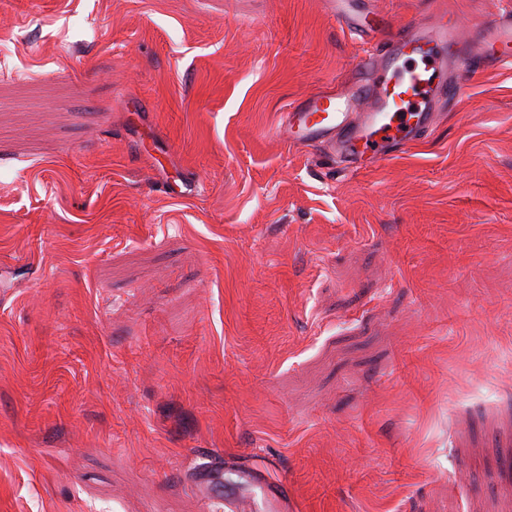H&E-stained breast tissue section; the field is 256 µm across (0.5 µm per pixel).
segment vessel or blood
Wrapping results in <instances>:
<instances>
[{
  "label": "vessel or blood",
  "mask_w": 512,
  "mask_h": 512,
  "mask_svg": "<svg viewBox=\"0 0 512 512\" xmlns=\"http://www.w3.org/2000/svg\"><path fill=\"white\" fill-rule=\"evenodd\" d=\"M342 28L372 44L380 66L361 60L365 93H337L326 88L289 105L276 136L291 148L323 147L356 171L402 156L432 128L438 105L457 88L462 75L477 64L512 66V13L502 12L473 25V43L459 36L451 19L416 22L400 33L388 20L367 16L351 0H329ZM238 490L227 491L229 512H288V484L272 481L255 468L237 473ZM260 488L261 499L245 496Z\"/></svg>",
  "instance_id": "1"
}]
</instances>
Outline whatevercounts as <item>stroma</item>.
I'll use <instances>...</instances> for the list:
<instances>
[{
  "label": "stroma",
  "mask_w": 512,
  "mask_h": 512,
  "mask_svg": "<svg viewBox=\"0 0 512 512\" xmlns=\"http://www.w3.org/2000/svg\"><path fill=\"white\" fill-rule=\"evenodd\" d=\"M369 52L327 0H0V512H227L212 460L288 512H512V69L369 170L288 149ZM237 484L242 486L259 487L262 490V499L259 504L254 498L246 497L244 492L234 489L224 495V505L230 512L242 510H255L263 512H288V483L285 481H271L265 474L256 468H245L236 473Z\"/></svg>",
  "instance_id": "stroma-1"
}]
</instances>
